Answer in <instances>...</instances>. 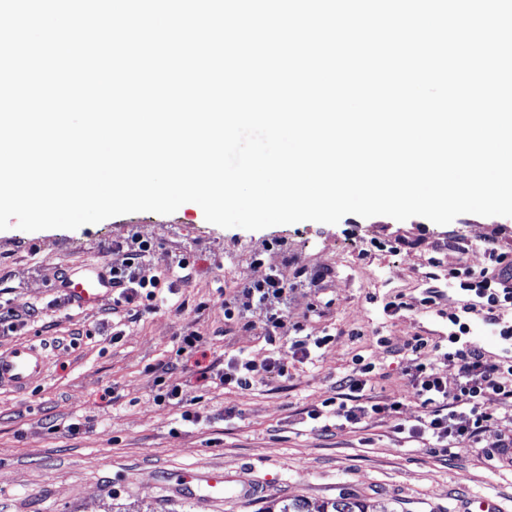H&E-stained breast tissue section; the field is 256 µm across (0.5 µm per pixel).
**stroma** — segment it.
Here are the masks:
<instances>
[{"mask_svg":"<svg viewBox=\"0 0 512 512\" xmlns=\"http://www.w3.org/2000/svg\"><path fill=\"white\" fill-rule=\"evenodd\" d=\"M135 235L153 244L147 260L126 247ZM399 237L413 246L396 247ZM490 245L512 256V217L463 214L438 225L349 214L335 224L248 231L208 223L188 202L168 215L136 212L75 230H0V312L13 309L21 319L15 331L0 333V348L32 339L49 358L40 383L0 394V512H260L284 498L315 508L343 495L388 512H461L467 499L485 496L512 512V464L486 455L512 432L510 414H499L480 448L445 454L403 439L389 419L325 431L306 421L360 355L378 374L375 395L405 402L403 418L414 422L421 410L408 378L378 339L419 335L447 344L448 317L465 300L451 273L483 270ZM180 252L193 261L191 278L174 282V294L149 312L111 300L83 309L56 287L64 274L108 273L129 261L142 277L161 275ZM257 255L296 282L289 321L335 342L314 351L312 362L257 377L242 391L215 378L197 381L193 365L169 368L192 330L204 338L206 364L219 370L241 354L258 362L271 355L260 329L224 323V296L252 276ZM319 271L326 277L312 285ZM430 288L440 297L426 307ZM398 296L408 309L386 311ZM164 366L169 385L197 396L196 423L156 402L154 371ZM215 467L252 481L259 496L212 501L177 482Z\"/></svg>","mask_w":512,"mask_h":512,"instance_id":"1","label":"stroma"}]
</instances>
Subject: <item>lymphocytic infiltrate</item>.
<instances>
[{"mask_svg": "<svg viewBox=\"0 0 512 512\" xmlns=\"http://www.w3.org/2000/svg\"><path fill=\"white\" fill-rule=\"evenodd\" d=\"M490 268L475 273L469 269L455 271L463 292L474 294L475 302L464 304L462 314L481 312L503 340L512 339V260L496 249H489ZM112 285L121 291L120 299L137 310L150 311L161 289L160 277L149 279L137 276L128 263L114 266ZM288 294V281L277 271L262 272L250 279L224 299V320L244 325L248 312L261 311L265 341L275 346L276 353L263 362L247 358H232L224 365L219 377L225 387L247 390L260 373L286 375L289 362H306L312 349L331 343V336H309L301 322H289L282 302ZM462 315L450 316L456 330L448 337L447 345H429L427 339L415 336L397 345L383 339L384 347L402 356L409 377L412 395L422 414L416 423L397 425V433L408 439L431 440L441 449L465 444L476 447L481 435L492 426L500 410L512 411V363L493 360L481 349L461 342L468 325ZM432 349L438 359L457 365L454 381L444 380L433 364L421 362L425 349ZM375 377L373 365L354 370L344 381V390L325 399L321 406L307 410L306 417L319 423L333 416L351 425L371 419L393 418L403 414L405 405L397 400L383 401L372 394Z\"/></svg>", "mask_w": 512, "mask_h": 512, "instance_id": "f902f5d3", "label": "lymphocytic infiltrate"}]
</instances>
